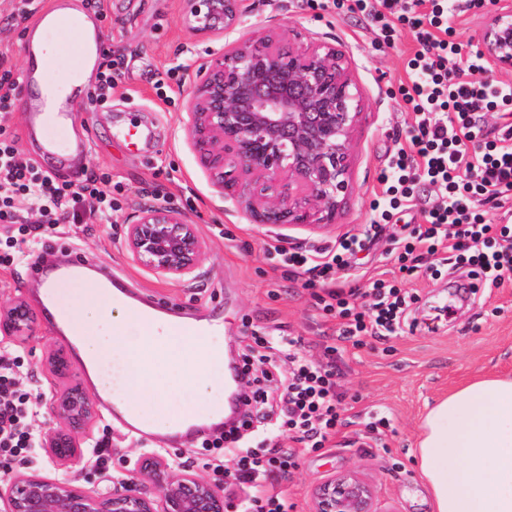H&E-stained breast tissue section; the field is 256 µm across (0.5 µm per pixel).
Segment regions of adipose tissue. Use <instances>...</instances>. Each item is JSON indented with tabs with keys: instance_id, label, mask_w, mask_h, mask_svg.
<instances>
[{
	"instance_id": "ef3b65f1",
	"label": "adipose tissue",
	"mask_w": 512,
	"mask_h": 512,
	"mask_svg": "<svg viewBox=\"0 0 512 512\" xmlns=\"http://www.w3.org/2000/svg\"><path fill=\"white\" fill-rule=\"evenodd\" d=\"M61 329L101 395L164 427L221 407L224 353L189 324L90 289ZM185 386L165 382L171 371ZM433 512H512V376L478 377L436 400L417 437Z\"/></svg>"
}]
</instances>
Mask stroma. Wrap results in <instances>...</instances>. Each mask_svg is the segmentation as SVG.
I'll list each match as a JSON object with an SVG mask.
<instances>
[{
  "instance_id": "35a3bbf8",
  "label": "stroma",
  "mask_w": 512,
  "mask_h": 512,
  "mask_svg": "<svg viewBox=\"0 0 512 512\" xmlns=\"http://www.w3.org/2000/svg\"><path fill=\"white\" fill-rule=\"evenodd\" d=\"M71 8L101 17L108 49L89 79L97 87L100 72L119 63L121 82L104 102L86 95L75 101V129L89 133L92 148L69 160L66 169L76 177L90 172L111 174L118 208L111 221L84 218L63 227L61 238L90 261L118 269L134 289L156 308L175 310L194 318L219 319L224 331L218 339L225 349L242 354L252 327H266L278 335L302 336L321 344L337 335L340 318L316 304L314 288L302 280L284 278L268 253L280 236L251 223L236 205L219 192L211 170L188 141L183 103L194 77L213 53L226 43L267 26L298 43L326 42L345 51L363 101L352 135L350 191L328 226H289L294 247L334 244L359 234L374 215L382 187L378 174L388 155L405 142L409 111L399 87L406 78L408 59L416 49L409 30H401L394 45L365 28L358 14L334 0L297 8L293 0H251L242 27L223 38L192 35L186 25L185 0H71ZM139 123L152 132L150 141L128 142L113 136L114 128ZM162 203L187 213L208 248L192 279L176 281L135 264L124 246L121 229L141 206ZM369 274L385 273L415 298L407 326L395 336L363 337L348 348L340 384L346 393V421L333 447L303 452L298 466L281 481L297 512H310L315 488L327 477L355 471L375 492L377 512H432L430 496L414 464L411 450L427 404L484 375L512 374V280L504 287L480 290L469 301L454 300V281L426 269L399 276L394 262L367 263ZM37 284L27 265L0 268V302L24 298L35 318L32 338L11 347L23 364L21 389L37 396L31 428L42 436L55 424L51 411L54 382L42 368L48 346L63 339L45 318L36 297ZM453 298L449 315L438 330L427 325L445 298ZM437 318V317H436ZM388 426L377 427L379 418ZM94 442L106 444L105 463L92 448L65 467L51 463L43 448L12 462L13 470L51 478H71L83 488L106 492L120 465L135 463L155 452L175 468L211 481L223 471L208 466L209 453L201 446L158 449L156 443L129 438L97 408L92 424Z\"/></svg>"
}]
</instances>
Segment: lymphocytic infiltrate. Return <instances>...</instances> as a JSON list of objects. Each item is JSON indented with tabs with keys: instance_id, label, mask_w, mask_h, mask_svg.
<instances>
[{
	"instance_id": "obj_1",
	"label": "lymphocytic infiltrate",
	"mask_w": 512,
	"mask_h": 512,
	"mask_svg": "<svg viewBox=\"0 0 512 512\" xmlns=\"http://www.w3.org/2000/svg\"><path fill=\"white\" fill-rule=\"evenodd\" d=\"M484 3L351 0V11L383 41L394 42L398 26L405 25L418 45L401 88L412 107L406 143L386 159L378 176L388 206L361 236L332 246L274 248L285 274L320 285L322 311L337 313L344 323L317 358L304 337L253 330L242 358L245 410L222 435L202 442L229 455L231 477L249 489L239 512H295L276 481L297 467L301 449L325 448L343 425L344 353L362 337L402 331L411 295L372 276L358 307L352 292L336 281L340 271L360 270L357 253L381 235L393 210L416 206L419 184L432 186L435 197L423 224L393 239L390 255L400 271L411 272L414 262L440 253L444 264L481 278L486 290L512 278V82L485 77L481 54L458 40L448 23L454 14ZM490 112L503 120L494 137L486 129ZM487 203L499 209L497 223L486 221ZM32 210L41 223H29ZM112 210L110 175L92 173L75 182L39 172L17 148L15 132L0 124V266L28 262L35 246H47L59 225L76 223L82 212L104 219ZM21 376L17 361L0 354V457L6 459L37 444L29 430L35 404L20 387Z\"/></svg>"
}]
</instances>
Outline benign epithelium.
I'll return each mask as SVG.
<instances>
[{
	"label": "benign epithelium",
	"mask_w": 512,
	"mask_h": 512,
	"mask_svg": "<svg viewBox=\"0 0 512 512\" xmlns=\"http://www.w3.org/2000/svg\"><path fill=\"white\" fill-rule=\"evenodd\" d=\"M246 0H186L194 35L221 37L241 24ZM480 52L495 70L512 69V5L487 12ZM362 111L346 53L329 44L297 45L269 28L225 45L193 81L185 131L214 172L216 184L255 224H333L348 190L352 133ZM133 261L181 280L207 250L187 214L143 207L125 225ZM33 335L31 313L18 297L0 306V348ZM43 366L55 381L57 426L41 447L57 465L83 456L95 405L75 380L65 349H47ZM371 486L353 471L317 486L312 512H374ZM0 512H228L224 484L162 460L112 477L97 495L69 480L13 472L0 483Z\"/></svg>",
	"instance_id": "1"
}]
</instances>
